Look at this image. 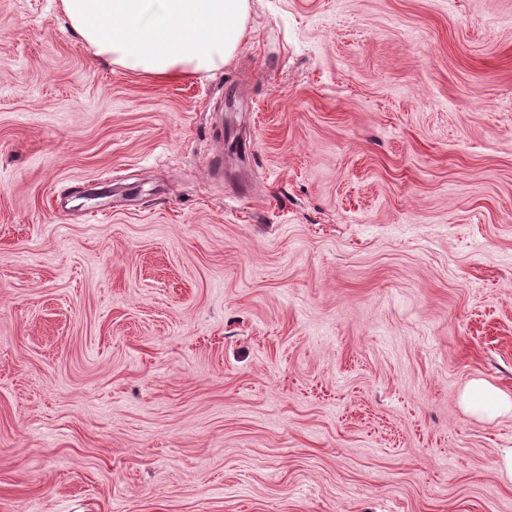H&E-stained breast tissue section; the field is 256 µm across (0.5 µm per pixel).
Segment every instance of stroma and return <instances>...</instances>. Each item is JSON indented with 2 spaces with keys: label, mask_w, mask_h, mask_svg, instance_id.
Segmentation results:
<instances>
[{
  "label": "stroma",
  "mask_w": 512,
  "mask_h": 512,
  "mask_svg": "<svg viewBox=\"0 0 512 512\" xmlns=\"http://www.w3.org/2000/svg\"><path fill=\"white\" fill-rule=\"evenodd\" d=\"M248 29L160 81L0 0V512H512V0Z\"/></svg>",
  "instance_id": "obj_1"
}]
</instances>
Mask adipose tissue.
Wrapping results in <instances>:
<instances>
[{
    "mask_svg": "<svg viewBox=\"0 0 512 512\" xmlns=\"http://www.w3.org/2000/svg\"><path fill=\"white\" fill-rule=\"evenodd\" d=\"M95 55L161 79L222 68L248 34V0H61Z\"/></svg>",
    "mask_w": 512,
    "mask_h": 512,
    "instance_id": "obj_1",
    "label": "adipose tissue"
}]
</instances>
